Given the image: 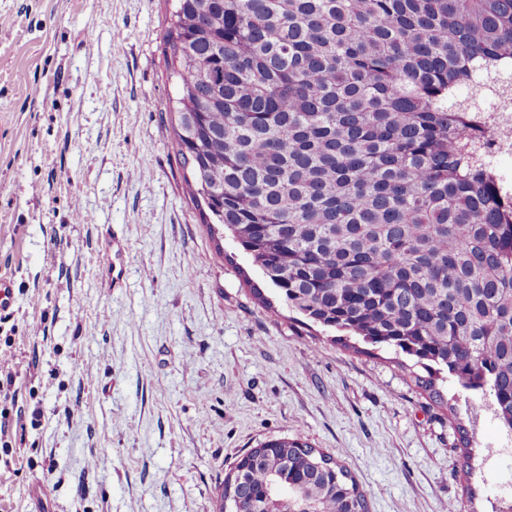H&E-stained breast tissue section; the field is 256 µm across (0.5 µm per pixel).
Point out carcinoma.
Listing matches in <instances>:
<instances>
[{"label":"carcinoma","mask_w":512,"mask_h":512,"mask_svg":"<svg viewBox=\"0 0 512 512\" xmlns=\"http://www.w3.org/2000/svg\"><path fill=\"white\" fill-rule=\"evenodd\" d=\"M177 155L289 309L453 378L512 432V190L460 94L512 60V0H173ZM367 512L300 438L248 450L218 512Z\"/></svg>","instance_id":"1"}]
</instances>
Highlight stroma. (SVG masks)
Returning a JSON list of instances; mask_svg holds the SVG:
<instances>
[{"instance_id": "1", "label": "stroma", "mask_w": 512, "mask_h": 512, "mask_svg": "<svg viewBox=\"0 0 512 512\" xmlns=\"http://www.w3.org/2000/svg\"><path fill=\"white\" fill-rule=\"evenodd\" d=\"M169 0H0V278L20 422L0 512H216L248 449L300 437L370 512H500L489 438L465 472L451 406L359 354L203 223L168 109ZM81 218H74V206ZM234 255L225 261L216 245Z\"/></svg>"}]
</instances>
